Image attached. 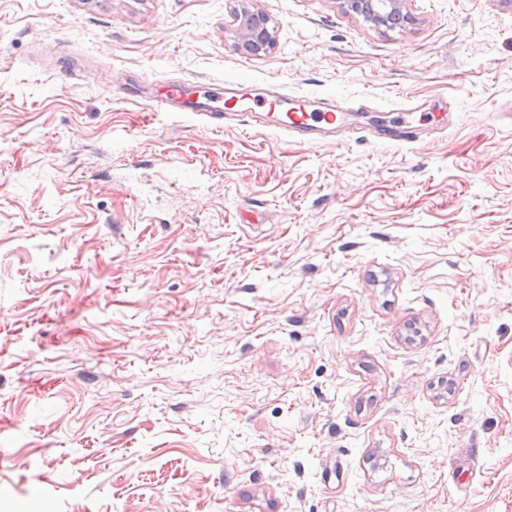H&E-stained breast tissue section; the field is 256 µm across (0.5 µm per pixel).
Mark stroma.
<instances>
[{"label": "stroma", "instance_id": "obj_1", "mask_svg": "<svg viewBox=\"0 0 512 512\" xmlns=\"http://www.w3.org/2000/svg\"><path fill=\"white\" fill-rule=\"evenodd\" d=\"M236 5L0 0V512H512V8ZM240 8L235 11L231 31L233 47L243 55H259L275 46L276 30L268 16L256 8L254 0H239ZM343 8L361 16L375 27L388 26L394 19H408L411 0H342ZM234 91L236 90L233 88L224 87V96H221L211 84L172 83L167 93L156 98L153 105L164 112H186L190 115L203 116L217 129L224 126V107L237 96ZM225 94L231 95L225 99ZM281 99L273 96L268 102L269 112L266 117L276 118L274 126L284 128L291 133L299 144H310L319 140L328 133H336L340 126V119L336 107L322 102L323 109L309 111V104L305 99ZM284 104L292 105L285 112H272ZM271 112V113H270ZM378 138H389L411 143L419 141L418 134L416 133L414 126L412 125V121L410 120L409 112L402 113L398 118V122L395 128L388 132L379 133Z\"/></svg>", "mask_w": 512, "mask_h": 512}]
</instances>
